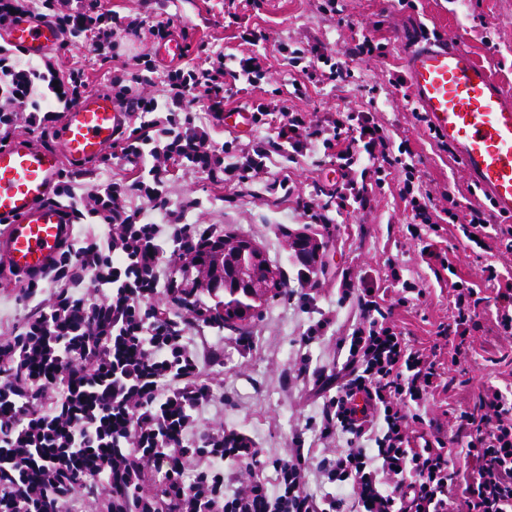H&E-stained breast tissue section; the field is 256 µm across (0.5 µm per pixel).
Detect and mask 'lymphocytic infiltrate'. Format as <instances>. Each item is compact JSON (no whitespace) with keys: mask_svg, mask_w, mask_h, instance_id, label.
Masks as SVG:
<instances>
[{"mask_svg":"<svg viewBox=\"0 0 512 512\" xmlns=\"http://www.w3.org/2000/svg\"><path fill=\"white\" fill-rule=\"evenodd\" d=\"M40 15L71 41H90L104 59L116 54L121 34L153 41L173 34L170 21L146 24L113 11L109 0H0V28L16 16ZM280 53L309 82L333 85L348 77L315 47L284 44ZM263 77L264 62L255 54L163 69L141 54L131 68L108 71L113 97L129 104L135 121L120 154L139 175L97 184L83 204L76 200L77 172L60 174L56 196L72 205L79 224L52 272L19 279L20 297L35 307L0 335V486L10 488L0 493V512H66L64 488L74 480L90 486L92 497L112 512H512V399L490 389L479 413H461L458 429L467 443L458 453L429 440L417 443L401 405L420 399L438 373L390 324L381 288L345 286L360 320L340 340L347 351L341 370L315 373L329 393L320 435H348L350 448L315 462L300 448L271 459L237 430H198L195 415L212 391L185 331L224 324L181 292L201 255L224 234L182 223L169 209L170 163L182 160L211 175L220 169L242 182L269 155L295 158L313 140L348 166L360 148L376 188L384 187L388 168L403 172L411 235L434 222L428 194L415 185L414 164L386 152L382 129L365 115L314 124L287 105L256 104L254 122L263 136L241 163L225 166L232 143L214 147L210 125L196 124L193 112L200 106L219 118L227 86L254 87ZM157 84L162 92L146 95ZM47 86L54 90L53 110L40 102ZM89 88L82 66L62 68L50 57L25 62L0 43V145L20 119L29 132L47 134L58 107L77 103ZM149 208L165 211L166 224L149 220ZM85 223L104 230L84 233ZM86 281L96 295L80 291ZM162 295L168 298L164 309L155 304ZM33 448L58 454L45 461L43 481L29 490L16 473ZM269 467L276 473L273 492L259 476ZM228 469L248 476L230 494L224 491ZM315 474L336 485V493H312ZM459 481L463 494L452 507L451 488Z\"/></svg>","mask_w":512,"mask_h":512,"instance_id":"1","label":"lymphocytic infiltrate"}]
</instances>
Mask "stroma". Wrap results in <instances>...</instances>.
<instances>
[{"label":"stroma","instance_id":"stroma-1","mask_svg":"<svg viewBox=\"0 0 512 512\" xmlns=\"http://www.w3.org/2000/svg\"><path fill=\"white\" fill-rule=\"evenodd\" d=\"M321 0H242L236 18L224 12V0H112L120 14L150 21L171 19L175 38L185 43L187 57L216 52L250 53L238 34L244 28L266 32L262 47L265 76L259 87L232 88L228 109L268 101L288 93L291 109L323 121L359 112L379 125L390 151H410L419 182L434 209L457 201L458 216L480 192L468 179L454 153L428 136L414 116V106L392 88L390 77L404 67L403 28L418 23L440 40L469 49L495 78L512 91V0H338V10L324 12ZM371 33L384 44L383 56L351 57L348 49L360 34ZM317 45L350 73L336 86L304 83L300 95L291 89L298 72L287 66L280 44ZM343 181L342 171L319 144L288 161L271 155L248 182L216 181L189 166L171 167L166 175L170 208L182 209L187 224L213 225L224 232L250 237L285 275L283 296L262 303L250 321L252 342L240 346L237 332L200 335L188 329L186 340L200 364L211 349L223 350L224 363L211 382L214 399L201 415L200 427L218 425L253 438L271 457L289 449L309 448L311 457L346 448L339 434L323 441L316 425L323 406L313 378L283 382L284 372L300 366L337 371L345 358L337 344L358 320L352 302L342 297L345 282L354 287L385 288L390 320L411 348L435 363L437 386L420 404H407L410 426L439 438L445 447L464 448L457 431L462 411L478 409L482 390L494 385L512 393V335L499 333L497 289L484 287L486 265L512 275V236L491 239L489 249L465 245L458 225L440 222L423 228L420 237L408 229L413 217L400 196L398 174H389L383 190L373 191L369 206L326 207V190ZM327 213L329 223L317 216ZM305 232L320 243L315 263L304 267L295 258L289 237ZM465 280L480 288L481 299L465 325H457L453 284ZM421 288L422 296L400 304L403 285ZM310 294L302 303L301 294ZM326 328L317 336L308 330L318 321Z\"/></svg>","mask_w":512,"mask_h":512}]
</instances>
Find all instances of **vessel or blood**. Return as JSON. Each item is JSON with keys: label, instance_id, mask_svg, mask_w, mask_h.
Here are the masks:
<instances>
[{"label": "vessel or blood", "instance_id": "obj_1", "mask_svg": "<svg viewBox=\"0 0 512 512\" xmlns=\"http://www.w3.org/2000/svg\"><path fill=\"white\" fill-rule=\"evenodd\" d=\"M405 84L417 112L461 160L469 180L499 217L512 216V92L454 43L433 42L420 26L403 30ZM0 40L30 60L61 43L51 22L15 19ZM125 108L111 94L92 92L64 110L58 143L39 146L26 137L0 147V267L19 276L49 273L76 221L54 194L63 163L83 169L100 157L124 126ZM221 125L246 133L253 115L241 108Z\"/></svg>", "mask_w": 512, "mask_h": 512}]
</instances>
